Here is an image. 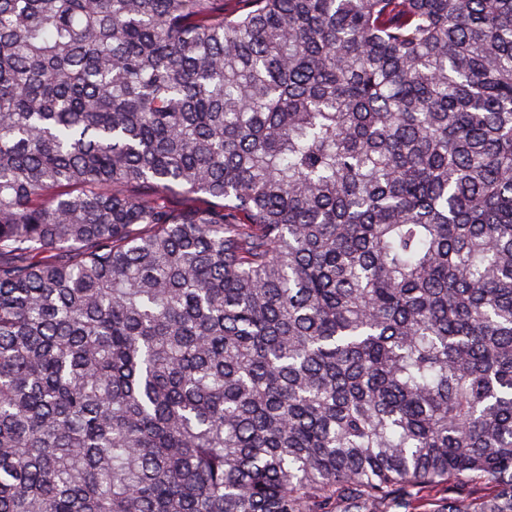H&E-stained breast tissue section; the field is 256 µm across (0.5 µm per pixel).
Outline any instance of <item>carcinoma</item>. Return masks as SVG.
I'll use <instances>...</instances> for the list:
<instances>
[{
	"mask_svg": "<svg viewBox=\"0 0 512 512\" xmlns=\"http://www.w3.org/2000/svg\"><path fill=\"white\" fill-rule=\"evenodd\" d=\"M0 0V512H512V0Z\"/></svg>",
	"mask_w": 512,
	"mask_h": 512,
	"instance_id": "cac0c4a2",
	"label": "carcinoma"
}]
</instances>
